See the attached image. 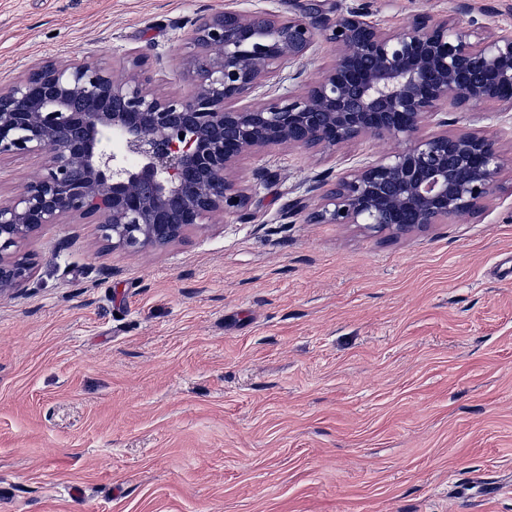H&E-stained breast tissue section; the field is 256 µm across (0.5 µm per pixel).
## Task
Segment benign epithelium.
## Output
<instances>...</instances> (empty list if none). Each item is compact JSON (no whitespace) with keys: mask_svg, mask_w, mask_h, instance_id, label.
<instances>
[{"mask_svg":"<svg viewBox=\"0 0 512 512\" xmlns=\"http://www.w3.org/2000/svg\"><path fill=\"white\" fill-rule=\"evenodd\" d=\"M414 16L399 33L367 20L370 2L331 22L317 16L222 9L192 22L189 96L159 88L143 48L121 80L92 59L46 60L0 86V157L42 159L39 176L0 202V293L25 288L34 262L19 243L46 224L97 215L105 240L166 245L215 214L247 219L233 181L242 154L288 145L333 151L364 136L404 146L336 176L319 224L402 234L480 214L498 189L499 135L448 131L449 112L497 104L512 112V34L479 37L463 16ZM333 64L299 94L266 87L301 64L319 39ZM253 97L257 102L243 105ZM112 134V152L99 148Z\"/></svg>","mask_w":512,"mask_h":512,"instance_id":"benign-epithelium-1","label":"benign epithelium"}]
</instances>
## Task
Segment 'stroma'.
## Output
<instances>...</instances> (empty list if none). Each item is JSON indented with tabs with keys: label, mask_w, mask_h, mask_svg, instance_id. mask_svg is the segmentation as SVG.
I'll list each match as a JSON object with an SVG mask.
<instances>
[{
	"label": "stroma",
	"mask_w": 512,
	"mask_h": 512,
	"mask_svg": "<svg viewBox=\"0 0 512 512\" xmlns=\"http://www.w3.org/2000/svg\"><path fill=\"white\" fill-rule=\"evenodd\" d=\"M335 19L357 0H0V85L43 59L124 77L150 46L190 94V20ZM512 32V0H469ZM457 0H374L399 32ZM270 146L236 177L246 221L161 248L107 242L96 218L21 245L27 288L0 295V512H512V150L478 218L407 235L286 220L318 175L397 149ZM0 158V201L41 171ZM497 485L461 498L458 481Z\"/></svg>",
	"instance_id": "1"
}]
</instances>
